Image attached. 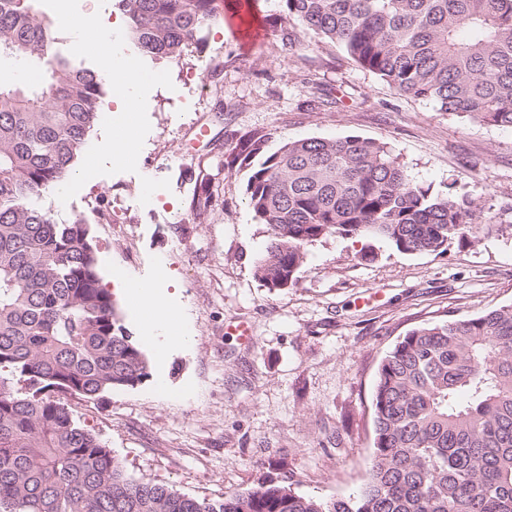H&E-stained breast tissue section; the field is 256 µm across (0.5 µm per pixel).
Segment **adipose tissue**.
Returning a JSON list of instances; mask_svg holds the SVG:
<instances>
[{"instance_id":"ef3b65f1","label":"adipose tissue","mask_w":512,"mask_h":512,"mask_svg":"<svg viewBox=\"0 0 512 512\" xmlns=\"http://www.w3.org/2000/svg\"><path fill=\"white\" fill-rule=\"evenodd\" d=\"M100 5L101 0H81L80 6L76 7L70 0H63L61 9L78 28L81 42L108 41L109 32L99 23ZM101 69L112 75V100L118 111L136 110L138 99L135 90L147 78L137 60L115 49L106 53ZM125 292L143 312L141 329L146 341L154 346L158 357H165L169 351L189 345V336L174 328L179 318L177 309L156 284L150 281H131L127 283Z\"/></svg>"}]
</instances>
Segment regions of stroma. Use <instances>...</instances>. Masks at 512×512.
I'll use <instances>...</instances> for the list:
<instances>
[{
	"label": "stroma",
	"mask_w": 512,
	"mask_h": 512,
	"mask_svg": "<svg viewBox=\"0 0 512 512\" xmlns=\"http://www.w3.org/2000/svg\"><path fill=\"white\" fill-rule=\"evenodd\" d=\"M277 11L275 0H259L245 23L210 26L181 61L141 59L164 82L138 88L136 111L102 115L67 192L40 200L58 223H88L106 288L152 280L181 309L187 348L150 360L135 387L67 403L130 476L198 499L251 491L268 476L310 497L356 493L387 350L422 323L512 305V130L401 95L312 36L283 50ZM313 82L336 108L314 106ZM126 128L134 158L117 163L100 146ZM255 132L272 151L348 134L387 144L412 177L455 182L500 230L440 256L329 236L308 246L295 285L268 289L254 267L270 229L247 203V169L233 161ZM205 195L201 214L193 201ZM109 206L112 223L95 222ZM368 250L374 259H364ZM241 323L249 340L234 331Z\"/></svg>",
	"instance_id": "stroma-1"
}]
</instances>
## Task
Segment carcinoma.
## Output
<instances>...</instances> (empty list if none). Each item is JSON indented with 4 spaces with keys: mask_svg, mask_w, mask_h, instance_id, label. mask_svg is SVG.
Listing matches in <instances>:
<instances>
[{
    "mask_svg": "<svg viewBox=\"0 0 512 512\" xmlns=\"http://www.w3.org/2000/svg\"><path fill=\"white\" fill-rule=\"evenodd\" d=\"M123 39L179 61L203 43L214 0H110ZM284 49L302 33L333 44L400 94L512 129V0H277ZM42 0H0V512H512V305L424 323L381 360L368 477L317 499L286 481L222 501L131 478L65 401L149 377L148 361L102 286L81 218L39 205L70 175L102 112L106 78L60 51ZM253 133L248 204L271 230L254 275L297 281L307 246L334 234L378 236L404 254L474 246L492 229L451 182L411 178L390 148L359 135L266 149Z\"/></svg>",
    "mask_w": 512,
    "mask_h": 512,
    "instance_id": "obj_1",
    "label": "carcinoma"
}]
</instances>
